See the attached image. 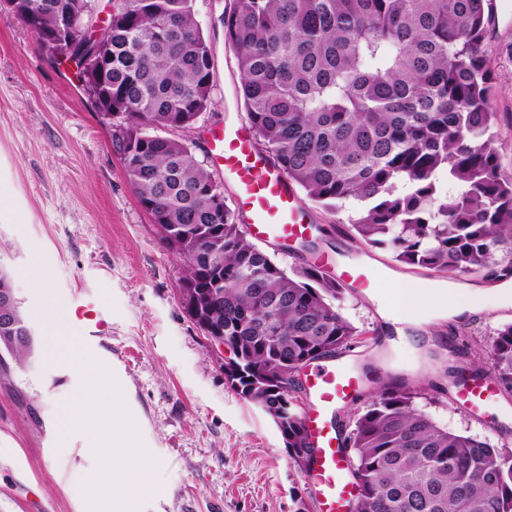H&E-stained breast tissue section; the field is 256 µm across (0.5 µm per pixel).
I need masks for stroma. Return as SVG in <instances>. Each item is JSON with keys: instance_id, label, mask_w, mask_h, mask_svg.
<instances>
[{"instance_id": "1", "label": "stroma", "mask_w": 512, "mask_h": 512, "mask_svg": "<svg viewBox=\"0 0 512 512\" xmlns=\"http://www.w3.org/2000/svg\"><path fill=\"white\" fill-rule=\"evenodd\" d=\"M500 11L492 47L501 162L512 167V0ZM228 0H196L214 55L213 103L204 127L190 134L207 160L208 128L226 114L245 121L237 59L219 17ZM323 228L322 251L341 253L384 272L390 291L433 272L356 243L349 210L307 205ZM0 271L28 322L34 346L24 365L0 366V512H88L80 484L98 460L84 433L63 434L61 409L78 394L79 370L46 354L43 310H65V329L84 331L76 306L91 299L107 328L90 346L119 384L146 449L156 458L158 486L138 512H316L306 475L290 462L273 422L236 394L221 354L185 314L182 264L160 240L139 204L112 129L69 64L46 60L34 35L0 0ZM37 272L48 289L36 288ZM342 315L363 335L349 359L370 368L364 391L397 382L420 390L417 405L441 428L491 445L512 443V415L478 419L456 407L449 368L481 361L494 329L512 322V305L410 326L398 338L373 289H347Z\"/></svg>"}]
</instances>
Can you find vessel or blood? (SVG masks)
<instances>
[{
    "label": "vessel or blood",
    "mask_w": 512,
    "mask_h": 512,
    "mask_svg": "<svg viewBox=\"0 0 512 512\" xmlns=\"http://www.w3.org/2000/svg\"><path fill=\"white\" fill-rule=\"evenodd\" d=\"M207 148L215 168L236 188V211L249 236L274 244L284 254L291 253L294 243L311 237L314 229L295 189L267 157L254 150L246 128L223 124L212 128ZM319 261L341 284L360 288L371 284L363 265L327 254L320 255ZM303 381L308 395L303 422L314 450L307 477L318 510L351 512L355 488L333 415L339 403L360 392L364 376L354 365L322 361L309 366ZM454 400L474 415L484 416L499 408L501 391L491 375L483 374L458 386Z\"/></svg>",
    "instance_id": "vessel-or-blood-1"
}]
</instances>
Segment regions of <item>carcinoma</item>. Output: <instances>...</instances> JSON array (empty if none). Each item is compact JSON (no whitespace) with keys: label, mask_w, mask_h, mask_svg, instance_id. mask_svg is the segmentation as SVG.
<instances>
[{"label":"carcinoma","mask_w":512,"mask_h":512,"mask_svg":"<svg viewBox=\"0 0 512 512\" xmlns=\"http://www.w3.org/2000/svg\"><path fill=\"white\" fill-rule=\"evenodd\" d=\"M59 62L58 30L98 0H5ZM112 144L161 240L182 262L180 302L202 333L233 345L238 394L309 446L292 377L363 332L339 311L344 288L310 263L286 270L254 245L185 137L212 104L214 61L195 0H112ZM492 0H229L221 22L255 144L305 196L348 205L353 237L450 278L512 277V171L493 105ZM77 64L97 110L92 65ZM456 187L453 195L443 179ZM0 350L24 364L32 341L10 300ZM512 393V322L485 349ZM418 393L387 387L340 424L353 452V512H512V446L440 428Z\"/></svg>","instance_id":"cac0c4a2"}]
</instances>
